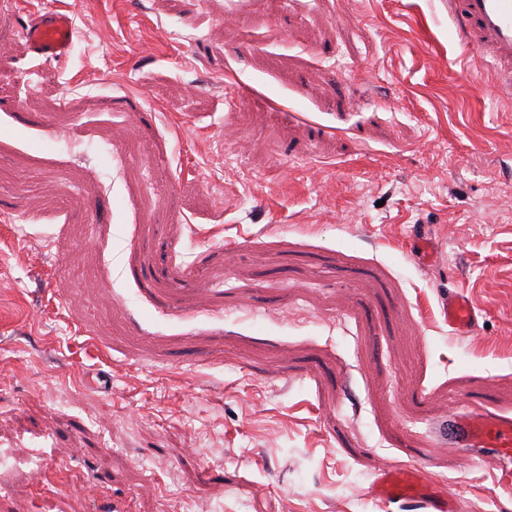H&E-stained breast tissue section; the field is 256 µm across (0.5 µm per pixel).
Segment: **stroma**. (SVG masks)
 I'll return each instance as SVG.
<instances>
[{
	"mask_svg": "<svg viewBox=\"0 0 512 512\" xmlns=\"http://www.w3.org/2000/svg\"><path fill=\"white\" fill-rule=\"evenodd\" d=\"M473 59L448 0H0V448L44 458L0 512H405L384 467L512 512L448 442L512 417V103ZM25 37L38 56L63 58L72 42V26L69 18L61 13L47 12L25 27ZM445 313L448 325L460 333H470L477 326L478 314L473 304L460 290L448 294Z\"/></svg>",
	"mask_w": 512,
	"mask_h": 512,
	"instance_id": "1",
	"label": "stroma"
}]
</instances>
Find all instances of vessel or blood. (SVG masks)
<instances>
[{
    "label": "vessel or blood",
    "mask_w": 512,
    "mask_h": 512,
    "mask_svg": "<svg viewBox=\"0 0 512 512\" xmlns=\"http://www.w3.org/2000/svg\"><path fill=\"white\" fill-rule=\"evenodd\" d=\"M448 16L459 40L479 56L503 95L512 94V0H448ZM32 51L45 58L65 57L71 47L68 17L48 12L25 27ZM448 324L472 332L478 315L462 291L448 296ZM448 434L457 447L482 449V458L501 467L512 464V420L492 413H470L452 419ZM372 496L388 502H417L426 512H458L453 499L417 470H381L370 488Z\"/></svg>",
    "instance_id": "vessel-or-blood-1"
}]
</instances>
